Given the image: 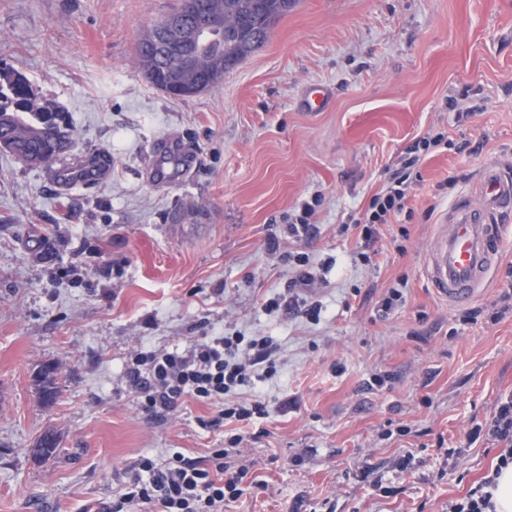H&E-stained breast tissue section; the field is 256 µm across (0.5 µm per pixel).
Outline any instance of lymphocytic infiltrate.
<instances>
[{
    "label": "lymphocytic infiltrate",
    "instance_id": "f902f5d3",
    "mask_svg": "<svg viewBox=\"0 0 512 512\" xmlns=\"http://www.w3.org/2000/svg\"><path fill=\"white\" fill-rule=\"evenodd\" d=\"M443 140L439 133L417 141L402 170L371 198L363 216L355 219L361 229L362 260H369L380 225L391 223L405 211L412 174L423 152ZM279 367L278 347L271 337L238 332L194 339L171 349L135 350L126 375L143 411L165 417L188 396L214 409L211 417L202 420V427L216 429L234 420L245 423L246 429L225 438L223 447L211 449L202 459L179 451L163 459L142 457L126 470L105 512H129L134 505L147 512H224L225 504L256 488L242 449L247 442L259 440L252 427L268 418L269 411L262 400L242 402L236 395L255 382L274 378ZM483 436L503 447L496 467L465 496L449 501L448 512H494L492 489L502 469L512 464V394L499 399L487 428L471 429L467 440L473 443Z\"/></svg>",
    "mask_w": 512,
    "mask_h": 512
}]
</instances>
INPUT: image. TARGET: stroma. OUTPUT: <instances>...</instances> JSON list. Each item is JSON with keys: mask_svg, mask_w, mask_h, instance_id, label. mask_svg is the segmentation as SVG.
<instances>
[{"mask_svg": "<svg viewBox=\"0 0 512 512\" xmlns=\"http://www.w3.org/2000/svg\"><path fill=\"white\" fill-rule=\"evenodd\" d=\"M178 2L0 0V62L77 132L47 167L0 149V512H104L140 457L220 447L228 427L197 423L211 406L152 417L126 368L140 347L226 331L272 337L283 365L242 391L270 410L245 449L264 486L224 512H448L499 454L466 433L512 393V250L467 307L438 299L423 269L443 211L486 165L512 170V0H298L217 86L173 99L135 46ZM318 84L329 101L305 111ZM432 130L453 149L421 159L412 217L381 225L361 261L350 214ZM163 136L181 143L178 176L147 167ZM468 141L478 152H458ZM98 154L104 177L62 182ZM315 195L318 231L293 241L283 226ZM296 250L333 262L316 322L265 311L287 298ZM401 279L405 304L382 313ZM470 307L485 318L463 322ZM48 431L54 456L33 457Z\"/></svg>", "mask_w": 512, "mask_h": 512, "instance_id": "35a3bbf8", "label": "stroma"}]
</instances>
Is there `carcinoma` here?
<instances>
[{
  "mask_svg": "<svg viewBox=\"0 0 512 512\" xmlns=\"http://www.w3.org/2000/svg\"><path fill=\"white\" fill-rule=\"evenodd\" d=\"M296 0H224L223 36L214 40L207 49L214 67L203 71L195 82L177 80L176 53L156 48L153 44L157 25L147 31L137 46V56L148 81L166 94L192 97L198 94L196 84L206 83L211 89L224 74L235 70L249 56L267 42L271 25L288 14ZM212 6L209 0H196V7L187 18V34L208 23ZM0 136L10 137L15 147L31 157L47 161L72 151L75 134L65 111L40 101L25 75L12 67L0 66ZM38 391L44 403L56 397L53 369L41 374ZM57 443L53 436L40 439L34 456L47 458L54 455Z\"/></svg>",
  "mask_w": 512,
  "mask_h": 512,
  "instance_id": "obj_1",
  "label": "carcinoma"
}]
</instances>
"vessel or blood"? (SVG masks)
<instances>
[{"label":"vessel or blood","instance_id":"1","mask_svg":"<svg viewBox=\"0 0 512 512\" xmlns=\"http://www.w3.org/2000/svg\"><path fill=\"white\" fill-rule=\"evenodd\" d=\"M512 212V177L501 167L486 168L477 197L462 194L437 226L426 255L424 274L432 292L451 305L473 301L492 268L511 243L499 220Z\"/></svg>","mask_w":512,"mask_h":512}]
</instances>
